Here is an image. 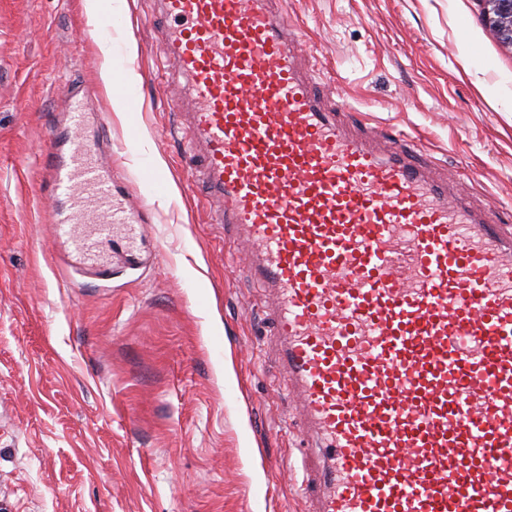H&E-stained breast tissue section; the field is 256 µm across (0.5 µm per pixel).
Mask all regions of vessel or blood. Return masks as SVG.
I'll use <instances>...</instances> for the list:
<instances>
[{"label":"vessel or blood","mask_w":512,"mask_h":512,"mask_svg":"<svg viewBox=\"0 0 512 512\" xmlns=\"http://www.w3.org/2000/svg\"><path fill=\"white\" fill-rule=\"evenodd\" d=\"M210 221L249 249L296 428L307 512H512V226L398 143L349 133L296 57L280 0H153ZM41 152L58 236L131 253L125 206L65 91Z\"/></svg>","instance_id":"obj_1"}]
</instances>
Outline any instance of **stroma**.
I'll list each match as a JSON object with an SVG mask.
<instances>
[{"mask_svg": "<svg viewBox=\"0 0 512 512\" xmlns=\"http://www.w3.org/2000/svg\"><path fill=\"white\" fill-rule=\"evenodd\" d=\"M331 105L389 129L512 225V47L479 0H284ZM0 0V512H305L306 438L268 344L242 245L188 185L184 128L163 75L151 0ZM108 40L104 59L98 39ZM132 70L117 115L104 64ZM124 143L135 194L161 156L177 194L153 199L143 262L102 281L50 228L40 154L64 87ZM147 139H129L130 127ZM224 344L213 350L212 337Z\"/></svg>", "mask_w": 512, "mask_h": 512, "instance_id": "obj_1", "label": "stroma"}]
</instances>
